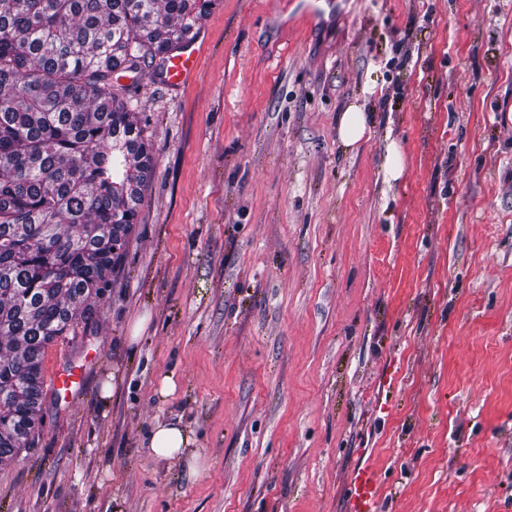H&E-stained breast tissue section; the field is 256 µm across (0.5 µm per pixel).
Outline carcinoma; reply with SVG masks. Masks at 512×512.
I'll return each instance as SVG.
<instances>
[{
	"instance_id": "obj_1",
	"label": "carcinoma",
	"mask_w": 512,
	"mask_h": 512,
	"mask_svg": "<svg viewBox=\"0 0 512 512\" xmlns=\"http://www.w3.org/2000/svg\"><path fill=\"white\" fill-rule=\"evenodd\" d=\"M217 0H0V460L30 447L43 357L120 262L152 144L118 74L159 75Z\"/></svg>"
}]
</instances>
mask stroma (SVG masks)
<instances>
[{"label":"stroma","mask_w":512,"mask_h":512,"mask_svg":"<svg viewBox=\"0 0 512 512\" xmlns=\"http://www.w3.org/2000/svg\"><path fill=\"white\" fill-rule=\"evenodd\" d=\"M304 5L218 0L193 80L129 91L138 222L0 512H346L365 463L380 512H512V0ZM175 419L198 472L148 446ZM367 112L358 104L349 105L341 114L338 124V139L347 151H353L370 133ZM83 385L82 371L68 369L53 373L51 379V388L54 394L64 395L67 398L73 391L80 390Z\"/></svg>","instance_id":"stroma-1"}]
</instances>
